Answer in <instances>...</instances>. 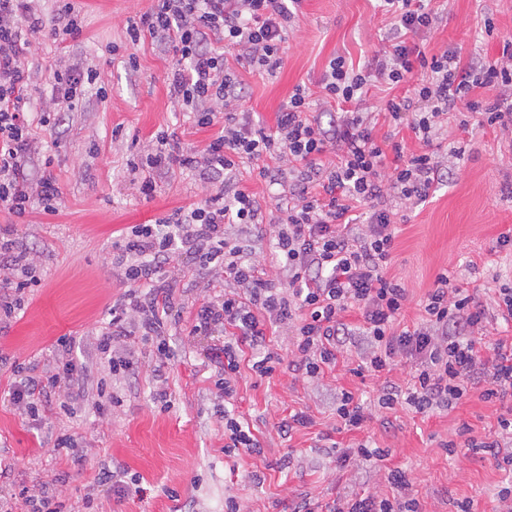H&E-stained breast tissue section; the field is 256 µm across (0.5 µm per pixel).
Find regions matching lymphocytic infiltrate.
<instances>
[{"mask_svg":"<svg viewBox=\"0 0 512 512\" xmlns=\"http://www.w3.org/2000/svg\"><path fill=\"white\" fill-rule=\"evenodd\" d=\"M301 0H158L156 8L131 23L127 34L138 44L149 34L171 49L169 93L177 105L190 108L196 126H224L204 145L183 150L178 134H161L144 161L130 162L137 193L152 198L155 174L178 167L192 173L211 193L203 202L175 209L152 224H139L113 244L112 265L128 283L121 303L113 305L107 327L93 345L107 360V377L98 379L96 414L106 417L118 398L109 378L129 376L135 365L132 336L157 338L158 370L172 355L162 342L165 318L171 314L174 290L162 281L176 257L193 259L197 273L225 277L234 284L222 300L205 302L196 312L190 332L207 334L213 326L230 328L224 344L211 353L220 375L216 383L225 399L233 397L244 348L263 350L254 370L271 375L280 363L265 352L267 327L291 322L296 339L292 370L310 377L335 368L337 354L352 330L346 320L358 311L370 349L355 375L379 376L398 363H410L408 391L386 383L379 402L393 407L406 400L416 412L430 415L461 400L475 384H483L489 402L512 404V352L504 341L485 353L473 336L482 327L485 310L466 289L439 274L437 286L424 303V321L398 329L407 302L403 285L388 276L395 239L392 202H424L453 174L463 150L450 147L441 154L429 150L433 132L444 116L461 114L462 129L490 127L512 133V41L493 60H462L458 51L427 56L408 36L431 30L436 14L425 0H382L404 39L371 59L361 69L342 57L331 59L321 77L326 100L341 112L323 117L313 109L303 88H296L277 114L275 130H267L242 110L244 87L236 67L276 74L283 62L284 43ZM81 22L73 0H56L52 18H44L35 0H0V210L12 223L26 220L34 205L44 213L57 211L60 189L52 174L39 165V147L25 112L30 75L21 57L32 37L80 34ZM236 67H229L228 58ZM56 96L52 110L39 122L49 125L53 112L75 109L86 87L98 83L96 69L55 64ZM385 82L406 85L404 94L388 99L384 111L392 121H408L423 147L407 151L394 137L377 138L368 92ZM269 155L272 166L259 169L268 187H279L282 213L273 231L275 262L263 264L248 255L241 235L263 221V204L236 177L245 159ZM393 168H385L386 156ZM365 205L368 223L357 224L353 211ZM38 277L26 249L0 232V324L23 309ZM10 403L21 415L36 419L59 390L56 408L69 412L84 392L87 369L71 354V343L59 339L56 358L31 376L25 364L11 362ZM389 497L340 499L330 512H420L405 471L389 470ZM66 512V504L44 485H19L0 498V512Z\"/></svg>","mask_w":512,"mask_h":512,"instance_id":"obj_1","label":"lymphocytic infiltrate"}]
</instances>
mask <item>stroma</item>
<instances>
[{
	"instance_id": "stroma-1",
	"label": "stroma",
	"mask_w": 512,
	"mask_h": 512,
	"mask_svg": "<svg viewBox=\"0 0 512 512\" xmlns=\"http://www.w3.org/2000/svg\"><path fill=\"white\" fill-rule=\"evenodd\" d=\"M82 19L80 37L55 42L33 38L25 54L31 72L30 102L41 111L53 93L51 67L57 60L94 67L104 92L89 89L62 126L35 128L41 160L47 161L62 192L57 214L34 210L28 223L8 224L20 245L39 257L41 285L25 311L0 328V355L38 365L52 362L57 338L72 339L73 355L83 361L90 380H98L100 356L91 340L107 325L127 283L112 268V244L119 233L151 224L177 208L194 207L206 190L185 170L176 168L156 179L153 198L139 197L127 164L143 154L156 133L176 130L183 148L203 145L218 126L199 128L189 110L176 105L167 75L172 52L142 36L129 66L125 45L130 20L150 11L153 0H75ZM439 21L417 36L426 55L460 48L462 55L499 56L512 39V0H434ZM391 15L377 0H302L285 43L284 61L275 75L240 70L245 86L244 111L274 129L276 114L296 86L311 100L322 98L320 77L336 55L360 66L390 44ZM460 141L466 152L453 178L436 187L425 202L397 208L396 238L390 276L406 288L408 300L401 326L416 327L424 317L422 303L441 273H449L486 309L480 342L512 340V323L497 315L496 288L512 289V246L500 243L512 235V150L499 130L476 127L461 131L449 114L433 139L440 151ZM163 276L175 290L179 320L170 322L165 338L175 357L164 378H157L156 350L136 340L138 371L129 383H118L121 398L110 417L95 416L90 401H77L72 412H44L39 421L20 416L3 391L0 375V495L14 483L54 486L67 504L78 507L93 490L96 512H224V498L236 496L244 512H291L309 501L314 512L341 495H383L391 486L384 472L362 465L340 467L337 448L367 441L389 451L387 464L406 471L423 512H451L459 499H470L474 512H496L497 493L512 479L498 469L489 453L469 448L461 437L490 438L503 409L482 399L479 390L430 416L407 405L379 406L385 381L408 387L411 367L399 364L387 376L352 375L367 338L358 312L348 314L353 328L335 369L316 377L293 374L279 365L268 377L252 368L254 352H245L236 378L233 410L249 424L264 452L224 453V407L208 356L222 345L223 327L210 335L190 333L194 314L216 301L223 288L208 287L190 263L166 267ZM166 389L170 407L160 410L153 399ZM348 390L369 406L364 430H338L336 403ZM305 411L310 425L280 436L277 423L291 411ZM71 432L92 449L83 463L57 454V435ZM456 440L455 454L444 448ZM138 475L124 495L98 481L101 469Z\"/></svg>"
}]
</instances>
